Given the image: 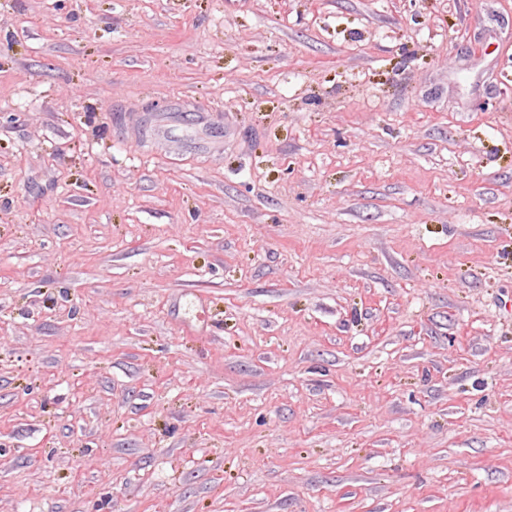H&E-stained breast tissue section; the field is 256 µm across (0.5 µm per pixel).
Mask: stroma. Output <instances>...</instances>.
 <instances>
[{"label": "stroma", "mask_w": 512, "mask_h": 512, "mask_svg": "<svg viewBox=\"0 0 512 512\" xmlns=\"http://www.w3.org/2000/svg\"><path fill=\"white\" fill-rule=\"evenodd\" d=\"M0 512H512V0H0Z\"/></svg>", "instance_id": "1"}]
</instances>
